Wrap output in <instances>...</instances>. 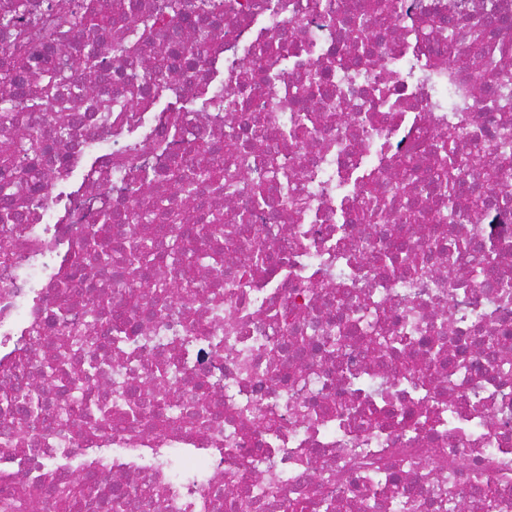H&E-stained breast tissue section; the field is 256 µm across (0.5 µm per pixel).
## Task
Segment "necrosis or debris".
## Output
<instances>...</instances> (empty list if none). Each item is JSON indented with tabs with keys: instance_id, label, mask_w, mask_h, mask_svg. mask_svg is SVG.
<instances>
[{
	"instance_id": "1",
	"label": "necrosis or debris",
	"mask_w": 512,
	"mask_h": 512,
	"mask_svg": "<svg viewBox=\"0 0 512 512\" xmlns=\"http://www.w3.org/2000/svg\"><path fill=\"white\" fill-rule=\"evenodd\" d=\"M128 3L82 32L66 11L108 0H0V71L46 101L0 119V141L47 146L0 165L21 215L0 223V394L42 383L36 417L0 404V506L21 489L55 512L51 481L70 476L92 485L73 512H115L118 485L138 512H361L372 496L377 512L400 496L512 512V373L495 364L512 361V0ZM175 32L194 64L168 51ZM89 48L90 93L48 87ZM444 166L450 199L431 181ZM172 173L166 216L144 223ZM215 213L224 233L177 239ZM140 236L166 287L129 277ZM367 315L400 338L385 357Z\"/></svg>"
}]
</instances>
